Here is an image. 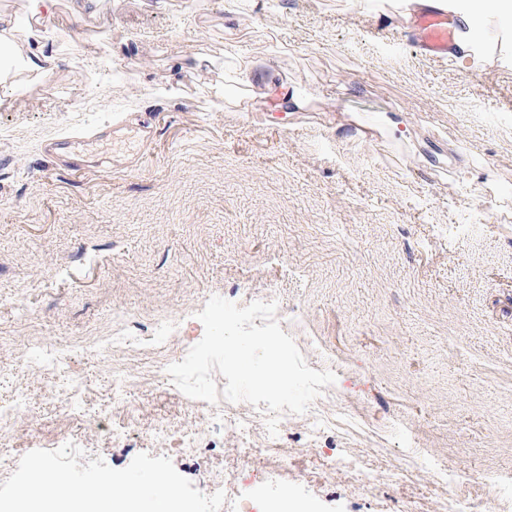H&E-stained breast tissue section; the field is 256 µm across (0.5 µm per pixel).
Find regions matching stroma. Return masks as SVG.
<instances>
[{
	"label": "stroma",
	"mask_w": 512,
	"mask_h": 512,
	"mask_svg": "<svg viewBox=\"0 0 512 512\" xmlns=\"http://www.w3.org/2000/svg\"><path fill=\"white\" fill-rule=\"evenodd\" d=\"M438 4L56 0L0 62V401L27 400L0 482L71 442L257 507L446 512L451 470L475 512H512V28L485 19L482 63L431 59L408 21ZM94 131L78 173L41 150ZM215 295L275 303L336 376L332 424L243 439L173 385ZM72 378L96 415L48 399Z\"/></svg>",
	"instance_id": "stroma-1"
}]
</instances>
